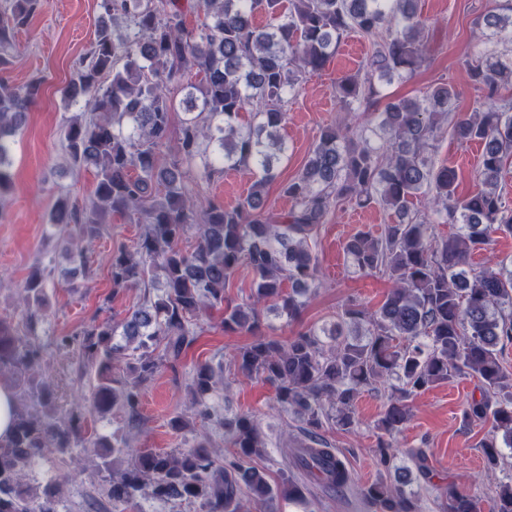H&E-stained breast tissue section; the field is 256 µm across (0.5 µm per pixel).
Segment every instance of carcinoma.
Wrapping results in <instances>:
<instances>
[{
	"instance_id": "carcinoma-1",
	"label": "carcinoma",
	"mask_w": 512,
	"mask_h": 512,
	"mask_svg": "<svg viewBox=\"0 0 512 512\" xmlns=\"http://www.w3.org/2000/svg\"><path fill=\"white\" fill-rule=\"evenodd\" d=\"M474 25L502 49L469 62L481 109L456 116L455 88L439 82L421 96L385 107L365 133L328 128L310 149L301 172L283 187L291 208L273 221L265 191L288 157L280 134L288 96L302 74L323 68L336 48L356 32L375 46L365 73L336 83V99L354 112L380 94L382 84L409 75L423 62L426 20L418 0H195L205 21L185 25L181 0H101L105 17L93 48L63 88L68 103L80 99L88 112L65 127L71 163L96 167L89 203L78 206L57 194L51 224L61 239L95 237L111 214L144 225L135 244L111 255L113 292L141 290L140 304L121 319L70 336L55 347L78 350L80 379L91 391L90 410L104 420L120 412L139 420L143 386L162 368L173 371L198 338V320L224 310V330L245 332L231 364L275 389L271 410L292 414L302 437L286 466L331 492L353 487L351 474L322 435L324 423L351 432L355 401L365 390L383 391L386 403L375 424L378 468L394 473L357 488L375 512H422L409 471L397 464L390 438L411 417L410 400L460 376L478 382L464 411L471 424L490 428L480 444L487 469L512 468V370L501 355L512 344V260L474 269L471 254L487 249L498 232L512 234V206L499 180L512 159V0H493ZM39 0H5L0 9V71L10 63L17 31ZM258 15L270 23L255 24ZM184 93L185 118L178 151L160 160L169 139L172 91ZM42 80L15 86L0 78V194L11 186L12 145L27 112L41 96ZM252 120L239 122L240 114ZM448 122L460 142L478 141L481 188L456 195V173L435 166L431 142ZM198 167L208 182L224 171L244 169L252 178L247 196L233 208L211 200L196 210L187 170ZM378 206L391 216L377 236L360 232L345 251L355 269L381 272L393 282L382 305L369 311L347 301L331 328L309 327L285 341L262 331L261 304L287 321L297 319L319 280L312 242L334 207ZM437 224L456 231L440 236ZM196 229L197 243L181 247ZM243 265L255 274L248 300L224 295ZM51 272L36 268L22 288V326L0 318V372L11 375L14 429L0 440V512H59L57 480L35 483L32 473L53 455L66 464L93 452L105 479L109 512H132L140 499L197 503L201 512H281V504H303L308 487L283 473L269 483L249 465L266 453L257 418L220 411L209 403L216 373L197 364L189 387L191 417L224 433L232 456L220 457L208 436L170 452L143 449L126 458L129 442L116 435L85 436L80 418L61 419L54 390L41 379V340ZM442 512H477L476 500L453 485L440 488ZM492 512H512V476L497 486Z\"/></svg>"
}]
</instances>
